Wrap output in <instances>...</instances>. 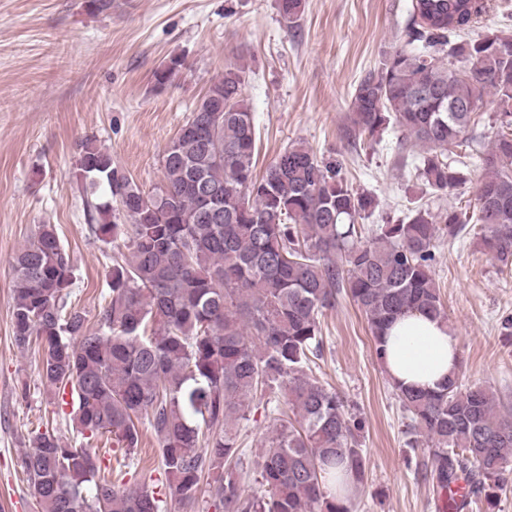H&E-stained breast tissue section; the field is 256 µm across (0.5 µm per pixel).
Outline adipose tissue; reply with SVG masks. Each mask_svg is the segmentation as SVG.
I'll return each mask as SVG.
<instances>
[{
  "label": "adipose tissue",
  "mask_w": 512,
  "mask_h": 512,
  "mask_svg": "<svg viewBox=\"0 0 512 512\" xmlns=\"http://www.w3.org/2000/svg\"><path fill=\"white\" fill-rule=\"evenodd\" d=\"M383 367L396 384L434 389L459 366V342L447 324L424 313L398 319L386 337Z\"/></svg>",
  "instance_id": "ef3b65f1"
}]
</instances>
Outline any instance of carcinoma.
<instances>
[{"mask_svg": "<svg viewBox=\"0 0 512 512\" xmlns=\"http://www.w3.org/2000/svg\"><path fill=\"white\" fill-rule=\"evenodd\" d=\"M288 23L303 0H278ZM487 0H412L405 44L355 87L351 132L371 141L389 126L422 146L415 176L448 194L470 181V164L448 160L468 140L471 104L497 98L500 131L476 153L483 174L471 213L436 216L419 205L396 224L365 231L375 200L349 188L340 161L291 145L255 174L257 132L244 98L245 70L224 66L166 147L163 181L141 190L87 139L77 176L85 182L89 233L127 253L112 257L108 300L93 317L67 308L71 259L52 224H40L12 260V331L22 349L41 345L40 375L54 402H69L82 441L36 432L22 458L40 512H164L154 491L112 479L101 449L128 460L141 426L158 443L167 496L192 505L203 486L221 512H352V496L328 489L365 479L364 420L308 373L321 352L320 317L345 295L363 313L376 360L388 326L413 311L447 321L433 277L436 242L480 226L481 251L512 261V38H471ZM184 60L154 72L162 89ZM425 439L438 512L493 508L512 480V413L489 388L395 386ZM278 390L288 414L255 461L263 494L244 495L236 425L253 397Z\"/></svg>", "mask_w": 512, "mask_h": 512, "instance_id": "carcinoma-1", "label": "carcinoma"}]
</instances>
